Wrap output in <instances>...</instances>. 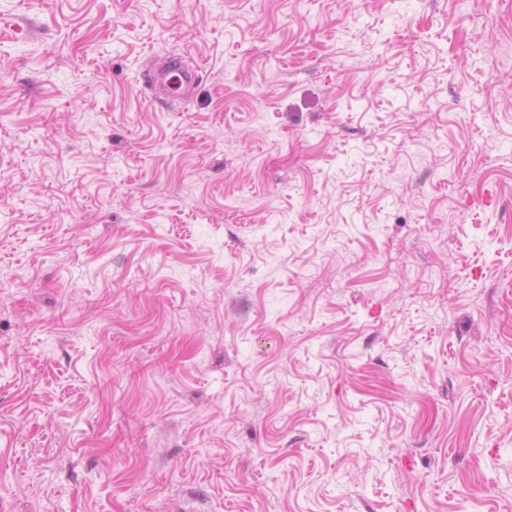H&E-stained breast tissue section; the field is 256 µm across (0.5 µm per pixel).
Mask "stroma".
I'll list each match as a JSON object with an SVG mask.
<instances>
[{
    "label": "stroma",
    "instance_id": "1",
    "mask_svg": "<svg viewBox=\"0 0 512 512\" xmlns=\"http://www.w3.org/2000/svg\"><path fill=\"white\" fill-rule=\"evenodd\" d=\"M0 512H512V0H0ZM200 67H187L181 57L169 56L160 70L150 75H144L145 83L158 85L164 95L173 100H190L195 92ZM176 78V86L172 84V78Z\"/></svg>",
    "mask_w": 512,
    "mask_h": 512
}]
</instances>
